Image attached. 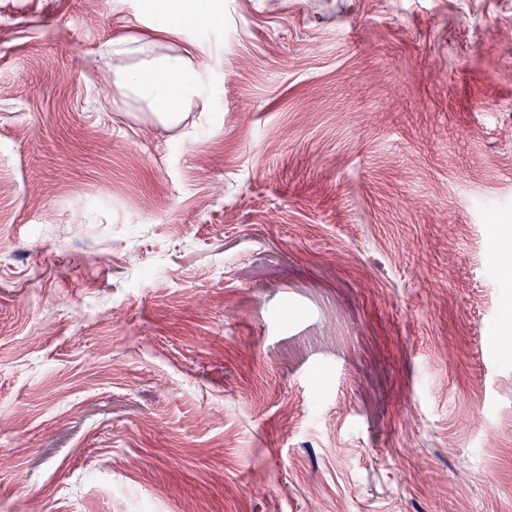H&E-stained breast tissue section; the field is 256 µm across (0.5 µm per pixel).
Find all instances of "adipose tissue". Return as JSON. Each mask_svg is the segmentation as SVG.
Listing matches in <instances>:
<instances>
[{
  "instance_id": "ef3b65f1",
  "label": "adipose tissue",
  "mask_w": 512,
  "mask_h": 512,
  "mask_svg": "<svg viewBox=\"0 0 512 512\" xmlns=\"http://www.w3.org/2000/svg\"><path fill=\"white\" fill-rule=\"evenodd\" d=\"M189 16V9L180 6L147 33L113 36L106 46L116 60L113 101L135 99L158 120L175 123L185 105L202 97L200 75L205 61L184 36Z\"/></svg>"
}]
</instances>
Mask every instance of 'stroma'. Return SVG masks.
Listing matches in <instances>:
<instances>
[{"label": "stroma", "instance_id": "stroma-1", "mask_svg": "<svg viewBox=\"0 0 512 512\" xmlns=\"http://www.w3.org/2000/svg\"><path fill=\"white\" fill-rule=\"evenodd\" d=\"M0 0V512H512V0ZM167 15L145 34L113 36L106 51L119 60L112 69V105L132 96L158 120L176 123L183 107L203 95L200 75L205 61L184 36L185 23L192 15L189 9L179 6ZM162 46L170 52H155Z\"/></svg>", "mask_w": 512, "mask_h": 512}]
</instances>
